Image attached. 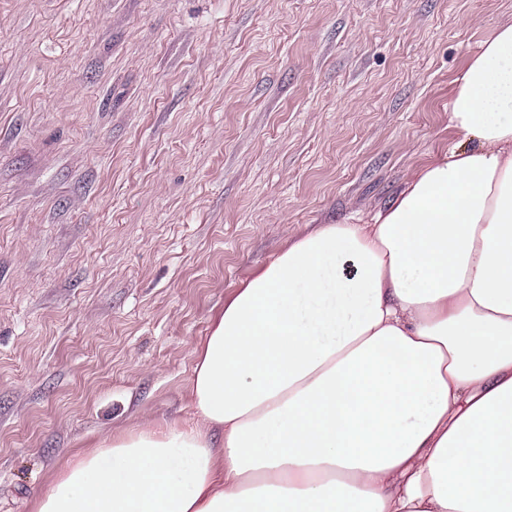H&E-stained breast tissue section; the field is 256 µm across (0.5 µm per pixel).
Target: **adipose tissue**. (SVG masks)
I'll return each instance as SVG.
<instances>
[{
  "label": "adipose tissue",
  "mask_w": 512,
  "mask_h": 512,
  "mask_svg": "<svg viewBox=\"0 0 512 512\" xmlns=\"http://www.w3.org/2000/svg\"><path fill=\"white\" fill-rule=\"evenodd\" d=\"M455 83L394 204L225 301L191 419L101 439L36 512H512V24Z\"/></svg>",
  "instance_id": "adipose-tissue-1"
}]
</instances>
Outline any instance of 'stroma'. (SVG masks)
<instances>
[{
    "mask_svg": "<svg viewBox=\"0 0 512 512\" xmlns=\"http://www.w3.org/2000/svg\"><path fill=\"white\" fill-rule=\"evenodd\" d=\"M512 0H0V512L191 416L224 302L445 150Z\"/></svg>",
    "mask_w": 512,
    "mask_h": 512,
    "instance_id": "1",
    "label": "stroma"
}]
</instances>
